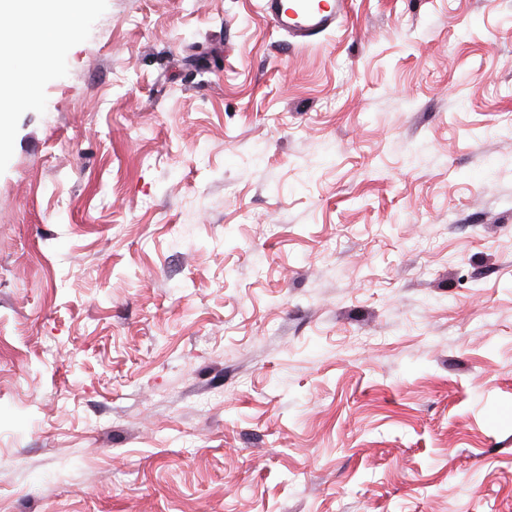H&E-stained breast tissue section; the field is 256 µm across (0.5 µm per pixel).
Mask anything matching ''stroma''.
Masks as SVG:
<instances>
[{
  "label": "stroma",
  "instance_id": "obj_1",
  "mask_svg": "<svg viewBox=\"0 0 512 512\" xmlns=\"http://www.w3.org/2000/svg\"><path fill=\"white\" fill-rule=\"evenodd\" d=\"M0 156V512H512V0H93ZM347 8L348 0H261L263 14L275 26L304 42L334 29Z\"/></svg>",
  "mask_w": 512,
  "mask_h": 512
}]
</instances>
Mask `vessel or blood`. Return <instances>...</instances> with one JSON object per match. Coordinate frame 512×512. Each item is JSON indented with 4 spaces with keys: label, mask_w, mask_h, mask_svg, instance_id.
Returning <instances> with one entry per match:
<instances>
[{
    "label": "vessel or blood",
    "mask_w": 512,
    "mask_h": 512,
    "mask_svg": "<svg viewBox=\"0 0 512 512\" xmlns=\"http://www.w3.org/2000/svg\"><path fill=\"white\" fill-rule=\"evenodd\" d=\"M348 0H261L263 14L301 41L332 30L347 12Z\"/></svg>",
    "instance_id": "obj_1"
}]
</instances>
